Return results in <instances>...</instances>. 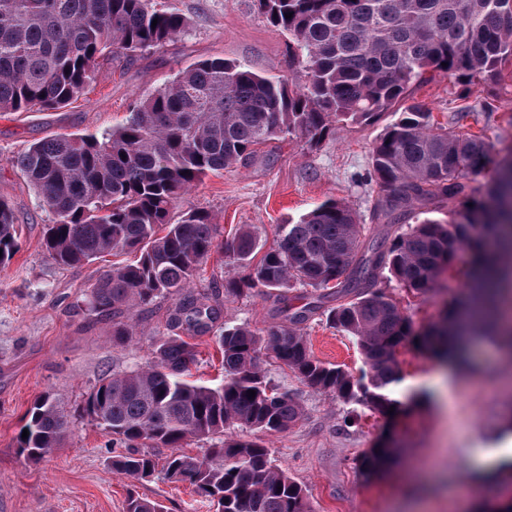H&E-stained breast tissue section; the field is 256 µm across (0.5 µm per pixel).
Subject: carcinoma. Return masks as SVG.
Returning a JSON list of instances; mask_svg holds the SVG:
<instances>
[{
  "label": "carcinoma",
  "instance_id": "carcinoma-1",
  "mask_svg": "<svg viewBox=\"0 0 512 512\" xmlns=\"http://www.w3.org/2000/svg\"><path fill=\"white\" fill-rule=\"evenodd\" d=\"M257 4L288 35V65L305 68L304 86L245 62L201 60L137 99L112 132L56 135L10 163L54 216L45 248L56 263L82 265L109 251L138 254L133 263L103 272L82 300L89 313L112 318L113 344L132 341L133 319H123L124 312L174 299L167 318L172 334L152 343L146 364L101 380L84 399L86 416L112 436V446L123 448L109 457L112 470L145 482L160 469L172 482L189 483L217 512H310L305 490L261 438L226 430L286 433L302 420L295 395L266 381L264 355L318 392L386 414L397 406L385 388L400 379V349L414 345L464 361L466 337L495 335L485 284L494 273L511 280L512 270L488 244L512 249V160L485 197L471 198L468 181L485 170L491 146L436 122L408 91L435 75L459 83L496 79L512 61V0ZM187 25L152 0H0V112L65 107L84 94L100 61L161 47ZM386 112L399 117L371 150L380 215L398 223L418 207L453 200L461 201L459 209L389 239L362 224L345 202L328 199L298 221L278 225L275 242L256 264V228L242 226L219 243L205 211L191 209L171 221L181 195L210 173L250 163L256 146L286 134L317 144L339 122H371ZM218 247L230 265L247 270L224 279L227 297L342 285L353 298L328 310L326 321L355 339L367 366L364 379L312 355L300 329L309 307L262 335L244 325L216 326L219 305L198 298L193 284ZM465 248L472 254L467 296L454 299L439 323L415 328L380 287L383 275L426 295ZM18 250L15 213L0 198V267ZM215 328L224 379L200 385L188 380L198 351L185 337ZM25 419L29 435L18 439L19 452L37 463L59 445L70 421L48 393L35 399ZM189 439L212 444L201 455L179 452ZM150 448L175 452L160 466ZM391 452L372 449L364 475H374ZM126 512L163 509L131 492Z\"/></svg>",
  "mask_w": 512,
  "mask_h": 512
}]
</instances>
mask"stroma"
Masks as SVG:
<instances>
[{"mask_svg":"<svg viewBox=\"0 0 512 512\" xmlns=\"http://www.w3.org/2000/svg\"><path fill=\"white\" fill-rule=\"evenodd\" d=\"M154 2L184 16L185 32L133 59L102 62L83 96L65 108L0 113V198L15 211L20 243L12 262L0 268V512H126L133 491L159 501L166 512H210L189 484L160 473L136 483L113 472L110 436L81 411L102 378L146 363L152 339L168 333L172 300L135 311L134 343L113 345L111 319L88 314L79 302L102 271L129 262V255L57 265L44 246L53 216L10 164L29 144L56 134L112 130L133 101L201 59L244 61L304 85V70L288 65L287 35L259 14L255 0ZM412 96L431 108L435 121L456 123L458 131L490 144L489 166L470 182L475 194L483 195L512 147V67L504 66L499 79L466 86L440 76L415 86ZM394 120L388 112L368 124L340 123L317 145L295 136L260 145L251 164L205 177L175 203L171 217L179 219L191 208L207 211L222 240L239 225L252 224L269 246L278 225L336 198L346 200L375 232L401 233V225L374 218L376 195L367 179L370 148ZM470 263V252L459 251L438 292L424 297L393 281L382 286L415 324L427 326L441 319L448 300L461 291ZM233 273L216 251L194 285L197 296L219 303L223 323L261 332L309 306L313 312L301 329L313 355L355 375L364 370L355 340L325 321L326 310L347 302L346 294L298 286L284 301L261 293L227 298L220 289ZM472 351L471 365L447 367L429 352L402 349L401 380L390 389L399 408L391 415L336 400L307 387L289 369L267 365L269 379L297 395L305 416L288 433L267 435L265 443L277 464L302 485L313 512H466L467 499H511L512 470L503 466L471 487L470 453L475 445L491 448L512 436V356L485 337L473 339ZM45 393L66 411L70 429L58 448L33 463L20 455L16 437L26 411ZM388 441L394 444L393 463L378 476L364 477L363 457Z\"/></svg>","mask_w":512,"mask_h":512,"instance_id":"stroma-1","label":"stroma"}]
</instances>
